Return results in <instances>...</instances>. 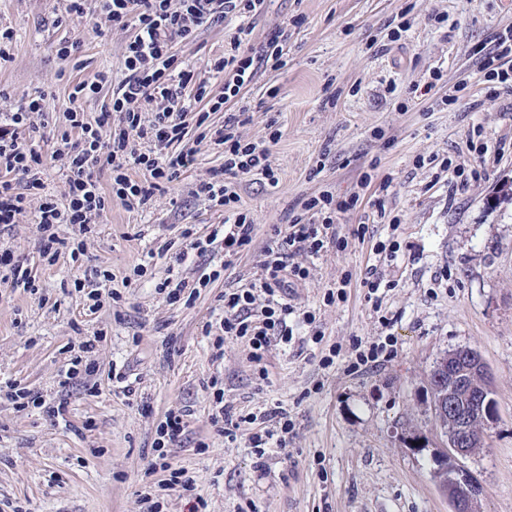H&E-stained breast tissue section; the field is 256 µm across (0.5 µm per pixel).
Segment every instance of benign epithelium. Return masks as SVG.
<instances>
[{
  "label": "benign epithelium",
  "instance_id": "benign-epithelium-1",
  "mask_svg": "<svg viewBox=\"0 0 512 512\" xmlns=\"http://www.w3.org/2000/svg\"><path fill=\"white\" fill-rule=\"evenodd\" d=\"M464 357L473 358L467 347L442 354L429 377L432 411L447 438L446 447L435 455L433 478L442 494L451 499L452 512H475L468 477L458 462L479 449V441L496 419V406L487 397L490 379L482 383L458 370Z\"/></svg>",
  "mask_w": 512,
  "mask_h": 512
}]
</instances>
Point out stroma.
Segmentation results:
<instances>
[{
	"label": "stroma",
	"mask_w": 512,
	"mask_h": 512,
	"mask_svg": "<svg viewBox=\"0 0 512 512\" xmlns=\"http://www.w3.org/2000/svg\"><path fill=\"white\" fill-rule=\"evenodd\" d=\"M0 23L16 33L9 61L0 62V112L47 95L43 180L47 193L62 196L65 179L50 158L69 93L107 70L111 83L83 108L92 119L110 104L130 32L94 7L71 15L65 0H0ZM248 23L257 49L287 27L283 55L206 125L223 126L243 105L252 120L239 128L242 139L281 132L269 157L277 184L248 175L235 186L257 226L249 251L228 265L219 255L175 261L184 225L205 239L227 218L193 193L224 162L223 148L195 128L194 165L147 208L113 202L82 254L43 259L31 208L0 229V245L34 279L31 289L0 292V387L44 396L24 409L0 399V512H146L147 493L163 512H190L199 499L204 512H450L432 476L446 439L428 383L436 359L461 346L487 364L498 412L484 447L461 466L483 488L477 512H512V152L497 150L512 139V96L490 91L475 55L512 28V0H265ZM228 29L211 21L174 45L214 96L224 80L210 64L223 55ZM74 38L76 66L56 54ZM453 170L468 174L465 186L451 185ZM367 173L393 183L381 193L361 189ZM323 191L360 200L336 220L345 249L331 244L298 258L310 276L295 283L291 303L315 322L295 331H319L321 342L275 344L257 363L244 340L228 337L216 353L202 327L221 313L224 293L255 279L275 228ZM378 200L398 217L397 230L374 223ZM360 224L368 227L362 239L354 234ZM392 240L396 259L380 260L375 245ZM371 264L385 282L374 301L361 285ZM206 269L221 276L191 304H169L158 289L169 275L193 281ZM79 281L101 284L100 304L76 290ZM341 289L344 299L325 302ZM90 338L95 373L66 380ZM387 339L378 363L358 364L357 347ZM116 370L126 383L113 378ZM217 387L232 416L285 412L293 424L285 446L258 455L250 440L257 422L225 436L212 421ZM61 401L64 414H54ZM178 409L187 431L168 455L192 488L164 491L162 473L150 470L152 445Z\"/></svg>",
	"instance_id": "stroma-1"
}]
</instances>
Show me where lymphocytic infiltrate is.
I'll list each match as a JSON object with an SVG mask.
<instances>
[{
    "label": "lymphocytic infiltrate",
    "instance_id": "f902f5d3",
    "mask_svg": "<svg viewBox=\"0 0 512 512\" xmlns=\"http://www.w3.org/2000/svg\"><path fill=\"white\" fill-rule=\"evenodd\" d=\"M263 0H98V8L113 26L132 29L123 54L124 80L111 104L103 106L95 120H88L84 101L111 80L109 72H98L93 81L76 84L64 114L66 128L58 140L57 156L62 163L66 192L63 198L46 193L43 157L35 145L39 130L33 115L49 109L46 95L19 103L0 113V224L14 223L30 203L38 205L39 228L46 248L60 244L56 228L61 224L87 231L108 209L112 200L128 207L144 208L157 191L176 179L194 162L195 150L187 136L190 121L204 123L208 112L220 111L224 103L237 98L257 72L259 62L279 59L288 30L276 28L260 54L249 47L250 27L237 24L228 34L230 51L215 60L212 69L224 78V95L209 99L205 82L199 81L188 64L173 51L176 40L188 39L193 30L211 17L238 19L253 13ZM512 54V30L499 33L489 49L480 55L479 69L486 77L498 79L505 92L512 93V68L503 59ZM209 100V111L199 110ZM152 120H144V113ZM246 107H239L214 132V140L224 147V163L208 180L200 182L198 194L228 207L238 204L235 180L261 172L268 180L276 174L270 164L269 143L248 142L235 132L246 120ZM112 173L110 187H102L96 173ZM358 196L337 199L323 193L308 199L302 211L285 228L275 229L264 248L265 258L254 283L224 296V315L219 323H206L205 332L215 335L214 345L223 348L228 336L245 337L254 361H261L272 342L290 343L293 329L288 318L294 312L286 293L292 284L305 280L308 272L295 263L299 253L318 254L330 240L337 214L356 208ZM255 224L245 212H236L221 236L197 238L193 228H185V247L176 254L177 263L190 255H204L218 245L225 258L248 250L254 240ZM186 430L184 411L169 412L157 429V466L166 472L168 489L189 490L181 469L168 461L167 447L180 443Z\"/></svg>",
    "mask_w": 512,
    "mask_h": 512
}]
</instances>
